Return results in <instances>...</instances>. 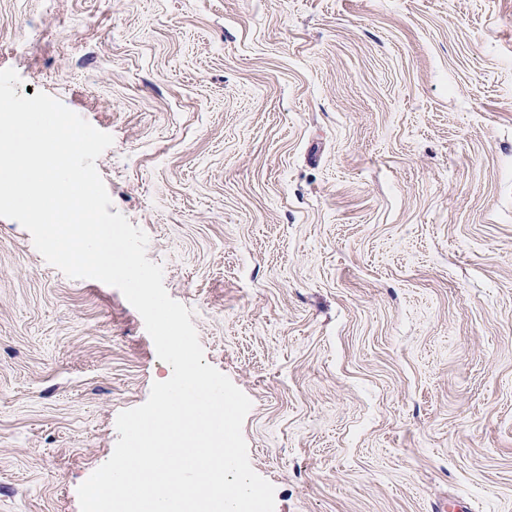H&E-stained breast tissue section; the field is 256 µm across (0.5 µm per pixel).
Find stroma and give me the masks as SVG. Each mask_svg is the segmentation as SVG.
Listing matches in <instances>:
<instances>
[{
    "instance_id": "35a3bbf8",
    "label": "stroma",
    "mask_w": 512,
    "mask_h": 512,
    "mask_svg": "<svg viewBox=\"0 0 512 512\" xmlns=\"http://www.w3.org/2000/svg\"><path fill=\"white\" fill-rule=\"evenodd\" d=\"M96 161L275 512H512V0H0V69ZM167 365L0 217V512H80Z\"/></svg>"
}]
</instances>
